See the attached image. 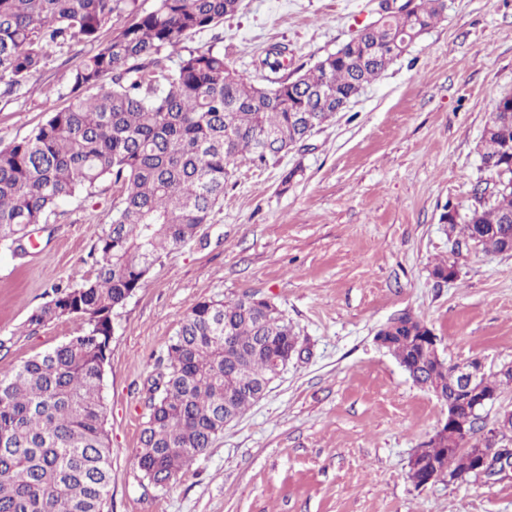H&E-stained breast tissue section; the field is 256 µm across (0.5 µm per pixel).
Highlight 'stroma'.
Returning <instances> with one entry per match:
<instances>
[{
  "label": "stroma",
  "mask_w": 512,
  "mask_h": 512,
  "mask_svg": "<svg viewBox=\"0 0 512 512\" xmlns=\"http://www.w3.org/2000/svg\"><path fill=\"white\" fill-rule=\"evenodd\" d=\"M378 10L379 0H241L184 45L222 49L267 85L336 52ZM274 44L288 47L277 72L257 65ZM94 51L64 46L19 92L0 95V148L69 105L67 75ZM509 94L512 0H445L436 24L330 123L279 159L235 162L211 222L112 314L106 512H512V478L412 484L409 460L448 410L375 340L407 313L440 337L448 361L512 365V254L453 250L460 233L441 220L447 208H471L487 176L484 128ZM118 202L104 180L93 198L62 201L24 257L0 251V375L79 335L75 319L35 329L27 319L53 285L92 275ZM443 261L454 278L434 276ZM246 294L275 303L305 353L156 489L134 453L158 363L191 306Z\"/></svg>",
  "instance_id": "obj_1"
}]
</instances>
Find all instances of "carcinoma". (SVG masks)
I'll use <instances>...</instances> for the list:
<instances>
[{"label": "carcinoma", "instance_id": "obj_1", "mask_svg": "<svg viewBox=\"0 0 512 512\" xmlns=\"http://www.w3.org/2000/svg\"><path fill=\"white\" fill-rule=\"evenodd\" d=\"M240 0H0V86L11 92L64 44L98 43L124 13L133 22L68 76L71 104L21 141L0 149V247L21 256L30 228L58 203L110 178L120 200L99 238L91 277L65 287L28 318L41 326L82 321V333L0 376V512H105L112 461L102 397L112 313L141 288L163 255L196 237L224 198L231 166L247 154L264 162L303 141L336 115L429 30L444 0H415L390 12L306 72L260 86L209 46L182 54L184 39L234 14ZM167 50L169 54L162 55ZM482 166L512 182V95L502 97L483 136ZM464 240L495 253L512 248V186L486 179L473 188ZM387 349L413 382L450 398L457 375L410 315L385 327ZM296 337L264 298L199 301L180 321L165 370L153 383L136 459L164 489L224 430V404L242 416L259 398L272 361ZM512 368L486 374L492 396ZM432 437L409 469L418 485L451 473L472 476L465 436Z\"/></svg>", "mask_w": 512, "mask_h": 512}]
</instances>
